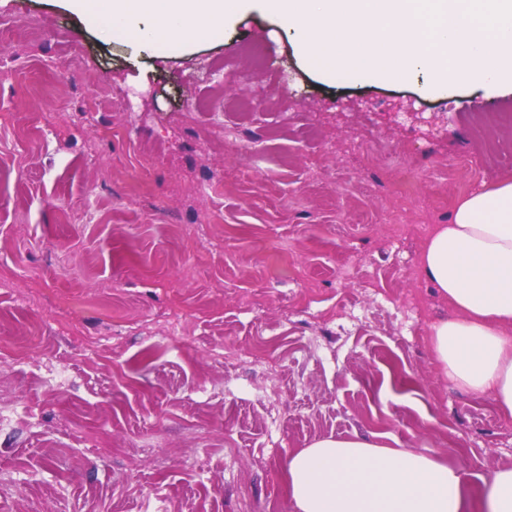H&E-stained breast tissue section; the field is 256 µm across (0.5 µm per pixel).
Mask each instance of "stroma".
Listing matches in <instances>:
<instances>
[{"mask_svg": "<svg viewBox=\"0 0 512 512\" xmlns=\"http://www.w3.org/2000/svg\"><path fill=\"white\" fill-rule=\"evenodd\" d=\"M0 30V512H296L282 465L332 435L512 466L419 268L512 179V85L329 79L257 12L164 55L59 0H0Z\"/></svg>", "mask_w": 512, "mask_h": 512, "instance_id": "stroma-1", "label": "stroma"}]
</instances>
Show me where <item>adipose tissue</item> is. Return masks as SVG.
Returning a JSON list of instances; mask_svg holds the SVG:
<instances>
[{"label":"adipose tissue","instance_id":"1","mask_svg":"<svg viewBox=\"0 0 512 512\" xmlns=\"http://www.w3.org/2000/svg\"><path fill=\"white\" fill-rule=\"evenodd\" d=\"M421 267L455 310L432 327L437 361L512 416V180L461 199ZM283 472L296 512H464L467 498L463 464L357 437L298 449Z\"/></svg>","mask_w":512,"mask_h":512}]
</instances>
